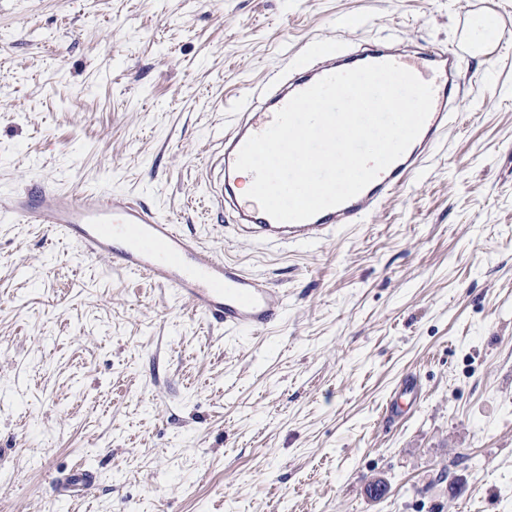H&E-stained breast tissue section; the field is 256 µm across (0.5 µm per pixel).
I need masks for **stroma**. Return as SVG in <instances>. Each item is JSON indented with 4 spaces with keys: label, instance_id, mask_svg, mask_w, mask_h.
I'll use <instances>...</instances> for the list:
<instances>
[{
    "label": "stroma",
    "instance_id": "1",
    "mask_svg": "<svg viewBox=\"0 0 512 512\" xmlns=\"http://www.w3.org/2000/svg\"><path fill=\"white\" fill-rule=\"evenodd\" d=\"M482 13L512 0H0V198L131 195L285 295L228 332L0 218V512H512V38L466 52L447 141L329 241L237 238L200 182L306 48L448 46ZM94 475L92 472L76 468L64 482L57 485L58 494L62 497H71L77 492H84L93 483Z\"/></svg>",
    "mask_w": 512,
    "mask_h": 512
}]
</instances>
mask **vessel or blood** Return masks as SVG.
Returning a JSON list of instances; mask_svg holds the SVG:
<instances>
[{
    "label": "vessel or blood",
    "instance_id": "b4317fda",
    "mask_svg": "<svg viewBox=\"0 0 512 512\" xmlns=\"http://www.w3.org/2000/svg\"><path fill=\"white\" fill-rule=\"evenodd\" d=\"M459 48L409 49L388 43L343 48L317 60L299 59L271 96L248 102L238 122L224 136V177L211 195L219 210L235 215V227L246 238L275 244L311 245L331 238L341 226L364 223L410 179L424 169L429 157L457 119L462 86ZM391 61L432 85L433 105L418 137L405 153L382 171L358 195L301 222H279L259 206L239 196L235 162L252 135L266 130L275 114L297 93L321 78L362 65ZM0 217L24 224H42L77 242L85 257L108 260L112 267L142 273L174 289L180 298L225 330L262 331L278 317L283 298L268 282L229 262L222 254L188 238L177 218L161 217L150 207L123 195L98 191L65 192L42 185L0 198ZM94 475L75 469L58 483L59 496L88 489Z\"/></svg>",
    "mask_w": 512,
    "mask_h": 512
}]
</instances>
